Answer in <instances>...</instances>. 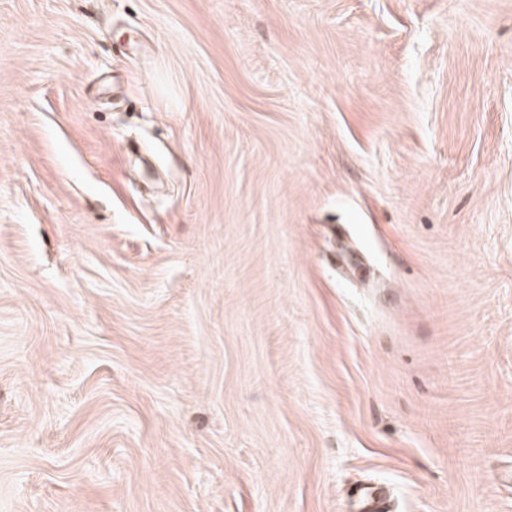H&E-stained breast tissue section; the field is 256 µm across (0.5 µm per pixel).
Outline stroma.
Here are the masks:
<instances>
[{
    "mask_svg": "<svg viewBox=\"0 0 512 512\" xmlns=\"http://www.w3.org/2000/svg\"><path fill=\"white\" fill-rule=\"evenodd\" d=\"M512 512V0H0V512Z\"/></svg>",
    "mask_w": 512,
    "mask_h": 512,
    "instance_id": "stroma-1",
    "label": "stroma"
}]
</instances>
